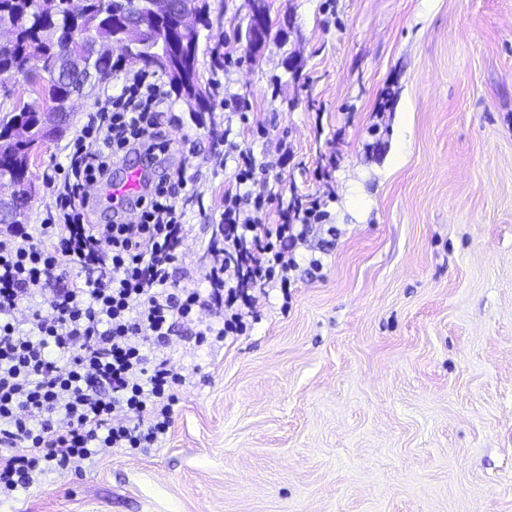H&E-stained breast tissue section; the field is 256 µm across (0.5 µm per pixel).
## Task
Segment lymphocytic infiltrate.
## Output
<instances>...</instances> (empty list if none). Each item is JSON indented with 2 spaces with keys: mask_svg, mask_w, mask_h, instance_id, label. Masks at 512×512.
<instances>
[{
  "mask_svg": "<svg viewBox=\"0 0 512 512\" xmlns=\"http://www.w3.org/2000/svg\"><path fill=\"white\" fill-rule=\"evenodd\" d=\"M170 108L149 73L125 76L111 110L90 113L68 143L54 211L0 238V497L119 448L159 447L187 383L171 349L176 324L196 323L200 346L245 332L259 295L287 288L298 242L326 217L315 199L277 205L253 193L256 159L231 142L224 245L208 291L193 286L178 250L193 197L185 177L148 179L135 219L93 223L87 184L108 181L129 153L173 150ZM206 310L214 320L201 319Z\"/></svg>",
  "mask_w": 512,
  "mask_h": 512,
  "instance_id": "lymphocytic-infiltrate-1",
  "label": "lymphocytic infiltrate"
}]
</instances>
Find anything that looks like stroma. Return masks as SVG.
Returning a JSON list of instances; mask_svg holds the SVG:
<instances>
[{"label":"stroma","mask_w":512,"mask_h":512,"mask_svg":"<svg viewBox=\"0 0 512 512\" xmlns=\"http://www.w3.org/2000/svg\"><path fill=\"white\" fill-rule=\"evenodd\" d=\"M208 5L210 108L173 97L184 149L158 157L205 183L183 243L196 286L225 141L337 234L313 228L246 334L200 347L179 327L192 383L159 448L46 476L0 512H512V0H268L254 55L245 0ZM64 160L60 142L32 155L29 223Z\"/></svg>","instance_id":"1"}]
</instances>
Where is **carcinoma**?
Here are the masks:
<instances>
[{
    "instance_id": "carcinoma-1",
    "label": "carcinoma",
    "mask_w": 512,
    "mask_h": 512,
    "mask_svg": "<svg viewBox=\"0 0 512 512\" xmlns=\"http://www.w3.org/2000/svg\"><path fill=\"white\" fill-rule=\"evenodd\" d=\"M137 8L133 0H87L86 14L81 23L71 19L65 8L54 0H0V25L16 27V46L8 57L0 58V74L26 77L36 72L47 76V85L41 88L44 100L57 103V109L67 112L64 103L86 85L103 82L122 71L126 62L113 57L110 44L94 45V36L103 32L112 35V20L131 19ZM160 41L134 47L135 54L152 62L154 57H170L169 66L161 70L178 95L185 101L200 97L209 99L208 92L199 83L197 69L190 67L186 58L197 57L200 31L174 35L169 29L159 33ZM68 46L74 56L72 64L56 67L57 50ZM38 100L24 102L0 119V189L13 196L11 210L0 214V224L17 223L16 216L27 211L30 196L23 187L27 184L33 144L43 146L61 137V133H45L37 126L40 112ZM22 119L33 127L32 138L24 145L10 139L11 125Z\"/></svg>"
}]
</instances>
